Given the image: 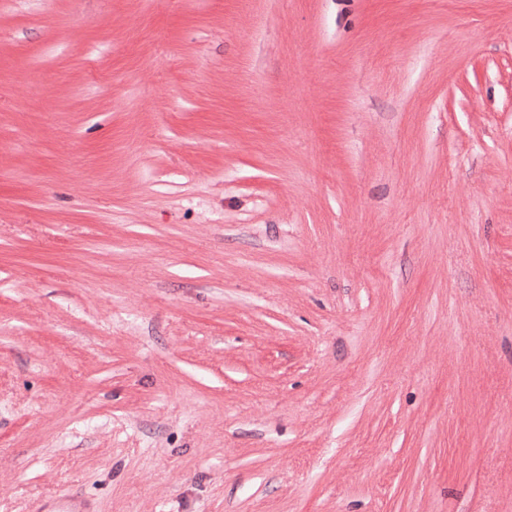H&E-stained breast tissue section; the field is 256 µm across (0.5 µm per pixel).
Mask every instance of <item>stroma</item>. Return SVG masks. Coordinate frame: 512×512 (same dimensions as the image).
<instances>
[{
  "label": "stroma",
  "instance_id": "35a3bbf8",
  "mask_svg": "<svg viewBox=\"0 0 512 512\" xmlns=\"http://www.w3.org/2000/svg\"><path fill=\"white\" fill-rule=\"evenodd\" d=\"M512 512V0H0V512ZM45 512H88L86 502L78 495L66 493L49 500L43 506Z\"/></svg>",
  "mask_w": 512,
  "mask_h": 512
}]
</instances>
